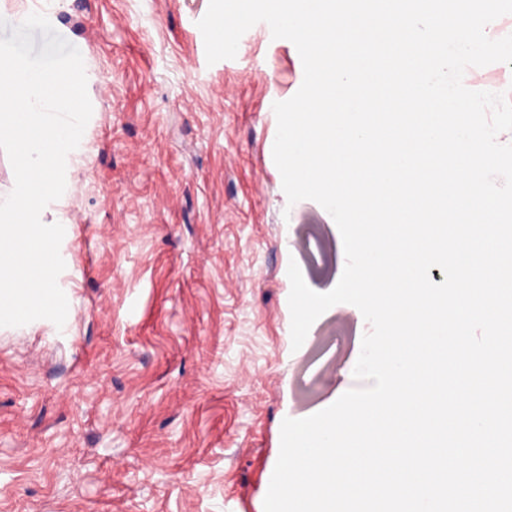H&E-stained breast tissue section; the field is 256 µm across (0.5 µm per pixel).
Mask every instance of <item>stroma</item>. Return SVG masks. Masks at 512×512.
<instances>
[{"label":"stroma","mask_w":512,"mask_h":512,"mask_svg":"<svg viewBox=\"0 0 512 512\" xmlns=\"http://www.w3.org/2000/svg\"><path fill=\"white\" fill-rule=\"evenodd\" d=\"M83 58L93 112L69 162L64 328H0V512H264L285 418L357 387L366 331L337 304L291 345L288 266L339 281L341 235L289 204L275 102L303 81L259 23L208 64L209 0H0Z\"/></svg>","instance_id":"obj_1"}]
</instances>
